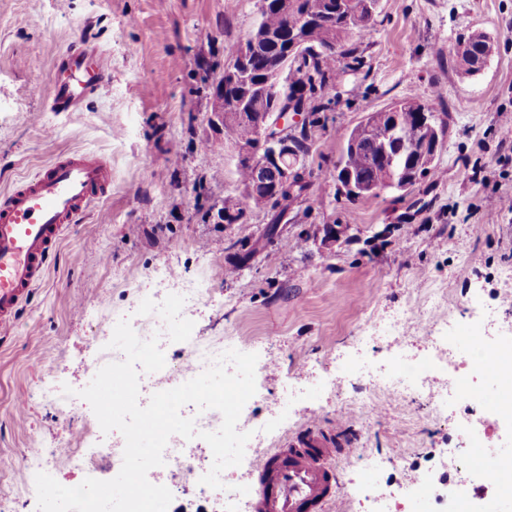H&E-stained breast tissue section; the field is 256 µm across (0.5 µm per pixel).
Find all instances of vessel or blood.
Segmentation results:
<instances>
[{"label": "vessel or blood", "instance_id": "b4317fda", "mask_svg": "<svg viewBox=\"0 0 512 512\" xmlns=\"http://www.w3.org/2000/svg\"><path fill=\"white\" fill-rule=\"evenodd\" d=\"M108 58L77 38L55 61L50 111L73 112L106 78ZM112 184L108 162L94 153L56 157L0 195V326L44 281L50 260L71 225L83 222ZM342 443L310 427L292 436L255 466L249 487L252 512H329L338 486Z\"/></svg>", "mask_w": 512, "mask_h": 512}]
</instances>
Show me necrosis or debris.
Returning <instances> with one entry per match:
<instances>
[{"instance_id":"1","label":"necrosis or debris","mask_w":512,"mask_h":512,"mask_svg":"<svg viewBox=\"0 0 512 512\" xmlns=\"http://www.w3.org/2000/svg\"><path fill=\"white\" fill-rule=\"evenodd\" d=\"M165 278L175 283V296L156 300L148 313L151 328L142 332L141 337L147 340L151 336H158L159 345L164 350L174 344L180 345L181 356L179 362L166 363L160 371L141 373L139 403L143 406L148 404L152 394L162 391L164 384L172 380L182 383L189 381L211 366L226 350L223 342L200 340L191 323L184 319L185 311L195 308L209 295L208 282L184 280L173 268L166 269ZM440 308L438 294H430L426 299L430 319L428 332L422 339V355L416 356L401 349L391 356L388 365L370 370L365 367L364 357L358 356L345 364L343 370L362 375L367 385L386 390L393 398H425L431 415L453 416L456 429L468 434L471 447L483 449L494 459L492 481L497 484L512 472V451L495 444L500 419L512 422V397L497 400L498 418L481 417L477 397L484 391L486 373L476 360L456 359L457 328L441 315ZM471 310L478 320L496 325V335L483 337L482 345L503 360L494 379L495 388L512 390V329L502 325L497 308L481 298H472ZM97 427V422L85 420L81 430L72 434V448L62 455L56 449L45 447L41 440H32L26 450L31 467L61 463L71 471L91 477L101 462L106 461L113 470H120L122 452L98 446ZM447 454L444 448L422 453L418 462L420 478L408 494L400 498L390 493L397 478L385 471L382 460L375 455L360 457L357 463L359 477L363 482L379 488L368 512H415V505L419 502L424 503V512H483V493L474 491L472 484L462 478L458 470L439 471L436 459ZM163 458V465L152 470L154 484L172 490L183 480L192 478L199 482L197 497L200 503L208 506L220 501L224 504L225 512H247L246 499L238 497L236 492L201 485V477L213 464L212 453L198 455L191 441L174 435L168 440Z\"/></svg>"}]
</instances>
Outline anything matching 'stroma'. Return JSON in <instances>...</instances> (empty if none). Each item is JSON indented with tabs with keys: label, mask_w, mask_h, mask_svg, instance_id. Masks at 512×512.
<instances>
[{
	"label": "stroma",
	"mask_w": 512,
	"mask_h": 512,
	"mask_svg": "<svg viewBox=\"0 0 512 512\" xmlns=\"http://www.w3.org/2000/svg\"><path fill=\"white\" fill-rule=\"evenodd\" d=\"M258 0H0V193L62 153L91 151L112 168V185L62 240L45 282L14 324L0 331V512H37L25 493L32 439L53 446L74 415L42 399L47 378L81 389L101 343L88 312L131 315L165 289L173 266L210 279L212 291L190 312L199 336L247 346L271 340L267 392L312 381L354 349L367 317L378 341L371 362L396 349L382 322L416 308L431 291L460 321L474 291L512 311V0H381L380 13L355 36L358 60H343L327 110L318 113L303 176L307 191L288 203L251 208L242 223L204 217L240 195L236 152L209 126L224 72L225 46L243 41ZM98 43L111 77L75 112H50L47 96L59 52L78 34ZM494 52L481 74L455 67L471 33ZM409 96L447 113L438 171L406 191L357 201L336 190L343 142L367 113ZM53 127L45 138L44 127ZM214 142L211 150L202 141ZM276 225L265 237L267 225ZM236 277L224 276L225 268ZM359 379L284 400L281 447L311 418L349 447L379 455L403 485L414 484L419 452L465 438L409 402L377 394L353 403ZM25 412H18V402ZM341 491L333 512H361L368 490L349 456L336 459Z\"/></svg>",
	"instance_id": "stroma-1"
}]
</instances>
